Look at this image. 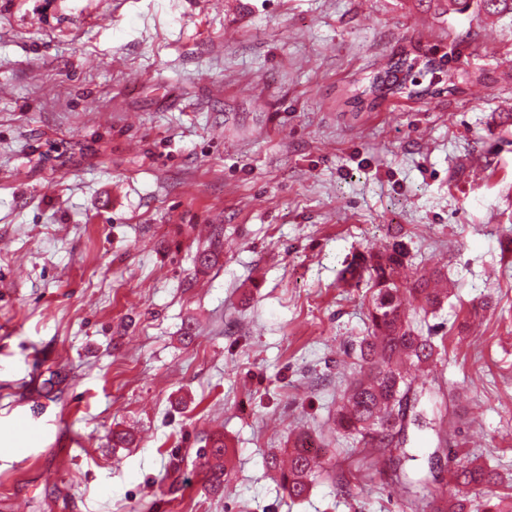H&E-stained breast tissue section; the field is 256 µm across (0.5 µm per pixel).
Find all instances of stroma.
Instances as JSON below:
<instances>
[{
	"mask_svg": "<svg viewBox=\"0 0 512 512\" xmlns=\"http://www.w3.org/2000/svg\"><path fill=\"white\" fill-rule=\"evenodd\" d=\"M488 73L352 112L392 54ZM222 229L215 263L196 256ZM447 300L419 371L447 439L512 495V21L435 0H0V512H411L339 432L392 238ZM193 339H186V327ZM44 447L15 454L9 420ZM116 431L132 441L118 448ZM223 435L231 475L204 486ZM323 470L290 500L266 459ZM10 426L17 435L18 448L15 449L19 456L27 457L32 448L41 447L45 440L46 429L25 413L16 415Z\"/></svg>",
	"mask_w": 512,
	"mask_h": 512,
	"instance_id": "1",
	"label": "stroma"
}]
</instances>
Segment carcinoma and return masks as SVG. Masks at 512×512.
Here are the masks:
<instances>
[{
    "mask_svg": "<svg viewBox=\"0 0 512 512\" xmlns=\"http://www.w3.org/2000/svg\"><path fill=\"white\" fill-rule=\"evenodd\" d=\"M471 8L487 17L512 19V0H448L450 13H463ZM429 74L434 78L426 83L424 79ZM463 83H468L464 73L446 71L432 58L421 61L402 50L374 74L365 90L348 98V104L355 112L373 111L390 96L433 98L443 92H457ZM406 257L405 245L394 240L377 252L354 256L341 270V279L346 283L357 284L368 277L373 294L368 335L360 341L357 352L367 370L344 390L336 421L356 442L380 450L370 456L366 469L390 467L398 481L404 470L385 457L386 450L396 448L403 460L411 461L413 456L405 450L407 429L434 428V420L417 409L415 378L405 366L427 367L439 354L435 337L424 334L408 320L407 304L415 300L427 312L437 309L448 298L447 289L431 287L424 275L410 281L400 280L398 270ZM302 443L300 438L288 449V473L281 482L293 501L308 496L317 474L315 456ZM227 453L228 446L221 437L210 439V446L199 451L204 458L205 482L212 489L224 484L227 471L221 460ZM447 476L457 493L440 502L415 498L411 501L414 512H473L472 495L498 480L490 467L458 458L450 460ZM482 512H512V497L499 496L495 501L489 497L482 503Z\"/></svg>",
    "mask_w": 512,
    "mask_h": 512,
    "instance_id": "obj_1",
    "label": "carcinoma"
}]
</instances>
